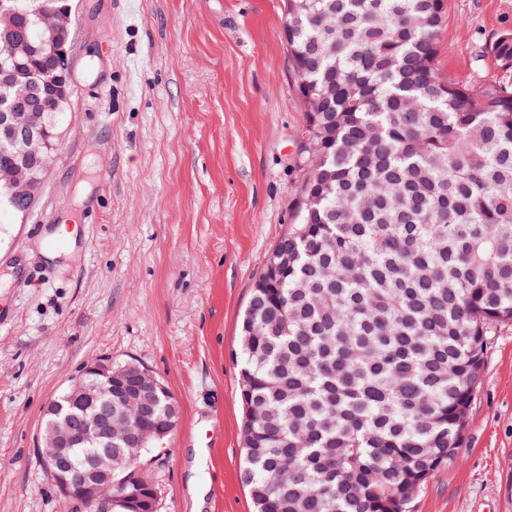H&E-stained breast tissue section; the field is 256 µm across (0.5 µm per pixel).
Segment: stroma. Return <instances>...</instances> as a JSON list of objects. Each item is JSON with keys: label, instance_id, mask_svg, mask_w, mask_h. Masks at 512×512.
<instances>
[{"label": "stroma", "instance_id": "stroma-1", "mask_svg": "<svg viewBox=\"0 0 512 512\" xmlns=\"http://www.w3.org/2000/svg\"><path fill=\"white\" fill-rule=\"evenodd\" d=\"M72 5L60 146L34 206L0 209V512H73L38 459L44 410L103 357L147 367L179 402L143 458L158 512H253L239 322L303 177L283 0ZM506 32L512 0H444L440 76L502 78L480 52ZM63 224L75 243L53 238ZM413 512H512V324Z\"/></svg>", "mask_w": 512, "mask_h": 512}]
</instances>
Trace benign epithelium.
I'll use <instances>...</instances> for the list:
<instances>
[{
    "label": "benign epithelium",
    "instance_id": "1",
    "mask_svg": "<svg viewBox=\"0 0 512 512\" xmlns=\"http://www.w3.org/2000/svg\"><path fill=\"white\" fill-rule=\"evenodd\" d=\"M12 0H0V44L7 55L0 60V127L9 143L19 144L18 160L0 167V191L13 199L21 197L32 205L35 188L42 184L48 167L43 157L51 152L59 134L44 121V113L30 111L33 80L28 62L40 58L47 65L39 74L41 84L54 91L53 106L60 109L71 95L69 43L72 25L71 0H65L42 15L33 36L20 34L14 25ZM160 386L155 373L139 363L113 369L112 359L86 364L69 386L66 397L70 411L44 429L39 458L55 480L62 497L76 506L92 504L96 512H114L121 504L130 509L141 503L146 479L141 468L132 471L130 491L115 499L112 495V454H95L74 462L76 448H108L127 438V425L139 428L137 446L168 437L178 426L169 422L162 428L148 427L152 398Z\"/></svg>",
    "mask_w": 512,
    "mask_h": 512
}]
</instances>
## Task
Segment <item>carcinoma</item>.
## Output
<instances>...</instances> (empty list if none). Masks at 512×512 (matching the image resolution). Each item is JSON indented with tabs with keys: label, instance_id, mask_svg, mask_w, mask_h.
I'll list each match as a JSON object with an SVG mask.
<instances>
[{
	"label": "carcinoma",
	"instance_id": "obj_1",
	"mask_svg": "<svg viewBox=\"0 0 512 512\" xmlns=\"http://www.w3.org/2000/svg\"><path fill=\"white\" fill-rule=\"evenodd\" d=\"M293 2L304 174L241 322L242 480L255 512H412L512 324V83L439 76L444 0ZM486 52L512 72V33Z\"/></svg>",
	"mask_w": 512,
	"mask_h": 512
}]
</instances>
